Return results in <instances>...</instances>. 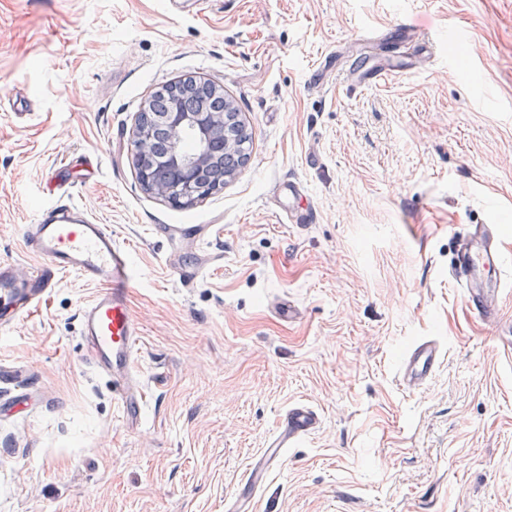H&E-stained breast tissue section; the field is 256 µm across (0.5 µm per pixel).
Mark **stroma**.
Instances as JSON below:
<instances>
[{
	"label": "stroma",
	"mask_w": 512,
	"mask_h": 512,
	"mask_svg": "<svg viewBox=\"0 0 512 512\" xmlns=\"http://www.w3.org/2000/svg\"><path fill=\"white\" fill-rule=\"evenodd\" d=\"M403 16L432 53L373 42ZM188 77L252 141L223 188L175 206L142 188L129 130ZM60 193L134 255L149 404L121 427L80 339L92 289L61 277L0 331V361L42 391L0 411V512H224L298 401L322 425L254 512H512V361L448 280L468 225L512 248V0H0V258L36 264L24 228ZM158 224L217 225L223 262L181 287ZM424 337L443 360L408 391ZM443 348L434 339L424 340L409 353L400 369V383L409 390L422 389L435 371Z\"/></svg>",
	"instance_id": "1"
}]
</instances>
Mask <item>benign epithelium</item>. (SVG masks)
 Wrapping results in <instances>:
<instances>
[{
	"mask_svg": "<svg viewBox=\"0 0 512 512\" xmlns=\"http://www.w3.org/2000/svg\"><path fill=\"white\" fill-rule=\"evenodd\" d=\"M144 105L130 130L133 164L138 180L156 195L174 203H191L221 188L211 183L215 151L211 143L213 130L224 127V143L234 146L230 122L239 116L233 106L227 112H180L172 110L162 114L148 111ZM166 127L170 134V158L180 173L175 186L156 181L152 154V133L156 125Z\"/></svg>",
	"mask_w": 512,
	"mask_h": 512,
	"instance_id": "obj_1",
	"label": "benign epithelium"
}]
</instances>
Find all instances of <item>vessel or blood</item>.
Returning <instances> with one entry per match:
<instances>
[{
	"mask_svg": "<svg viewBox=\"0 0 512 512\" xmlns=\"http://www.w3.org/2000/svg\"><path fill=\"white\" fill-rule=\"evenodd\" d=\"M383 38L397 37L413 50L423 39L416 28L399 21L385 28ZM162 234L172 240L180 258L171 270L183 287H194L201 273L221 262L222 256L204 249L211 234L207 224H167ZM25 244L38 259L25 275H18L14 262L0 260V328L16 327L48 300L57 280L77 276L93 286L91 299L80 310L81 338L93 370L104 377L120 412L125 429L136 430L142 421L147 393L138 362L142 338L141 323L132 305L134 267L129 251L120 243L110 225L98 223L78 206L52 200L27 225ZM504 245L495 225H471L457 244L448 268L450 278L463 290L467 308L486 325L495 328L502 352L512 358V339L499 306L491 297L504 292ZM443 348L434 339L417 344L400 369V383L410 390L422 389L435 371ZM0 385L10 386L9 404L25 409L35 397L19 367L0 362ZM314 407L297 403L288 408L276 426L265 452L251 465L244 492L226 504L224 512H254L255 492L266 480L272 464L287 448L296 447L320 426Z\"/></svg>",
	"mask_w": 512,
	"mask_h": 512,
	"instance_id": "1",
	"label": "vessel or blood"
}]
</instances>
